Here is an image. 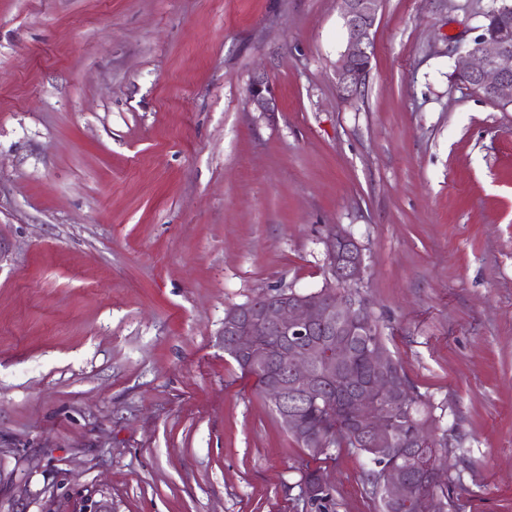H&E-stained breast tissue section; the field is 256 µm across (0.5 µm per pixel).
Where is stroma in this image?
Listing matches in <instances>:
<instances>
[{
    "label": "stroma",
    "instance_id": "stroma-1",
    "mask_svg": "<svg viewBox=\"0 0 512 512\" xmlns=\"http://www.w3.org/2000/svg\"><path fill=\"white\" fill-rule=\"evenodd\" d=\"M492 0H0V512H379L224 352V313L325 281L333 225L453 453L512 512V106L454 82ZM263 83L267 111L250 100ZM347 46L336 63V85L342 95L353 96L362 88L370 67L371 32L380 0H341Z\"/></svg>",
    "mask_w": 512,
    "mask_h": 512
}]
</instances>
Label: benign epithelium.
Wrapping results in <instances>:
<instances>
[{
  "instance_id": "obj_1",
  "label": "benign epithelium",
  "mask_w": 512,
  "mask_h": 512,
  "mask_svg": "<svg viewBox=\"0 0 512 512\" xmlns=\"http://www.w3.org/2000/svg\"><path fill=\"white\" fill-rule=\"evenodd\" d=\"M347 46L336 63L339 93L353 96L362 88L370 67L371 32L380 0H341ZM512 4L500 0L490 10V23L477 27V35L460 56L452 77L474 94L502 106L512 105ZM327 278L320 290L269 289L224 315V351L244 356L263 379V395L280 413L288 430L314 453L327 451L330 425L310 422L305 407L327 398L338 381L351 379L348 363L355 336L370 305L336 293V281L357 283L363 278L364 255L350 235L332 225L323 238ZM363 356L372 378L350 407L357 434L371 454L382 458L395 453L396 428L389 408L407 400L408 392L395 364L379 345H367ZM438 428L420 422L411 444L418 452L402 469L384 471L387 500L397 512L414 504L420 512H437L432 495H418V481L429 488L446 482L448 455L437 451Z\"/></svg>"
}]
</instances>
